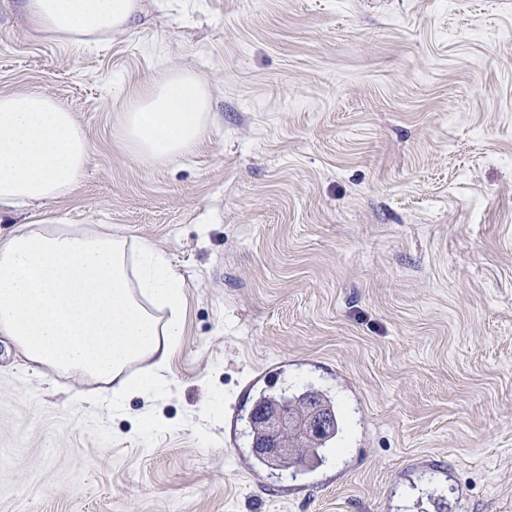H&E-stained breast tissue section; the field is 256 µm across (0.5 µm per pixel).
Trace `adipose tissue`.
<instances>
[{
  "instance_id": "ef3b65f1",
  "label": "adipose tissue",
  "mask_w": 512,
  "mask_h": 512,
  "mask_svg": "<svg viewBox=\"0 0 512 512\" xmlns=\"http://www.w3.org/2000/svg\"><path fill=\"white\" fill-rule=\"evenodd\" d=\"M47 38L90 42L129 27L140 0H23ZM210 119L208 88L177 70L132 92L123 138L145 163L191 151ZM90 158L72 112L38 92L0 94V217L64 199ZM182 278L155 245L81 224L42 220L0 239V334L32 363L102 384L113 405L148 395L181 334ZM143 363L139 377L127 376Z\"/></svg>"
}]
</instances>
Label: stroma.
I'll return each instance as SVG.
<instances>
[{"mask_svg":"<svg viewBox=\"0 0 512 512\" xmlns=\"http://www.w3.org/2000/svg\"><path fill=\"white\" fill-rule=\"evenodd\" d=\"M126 31L37 36L0 0V94L66 106L91 159L12 225L107 224L167 254L182 336L122 406L0 335V512H512V0H141ZM193 72L190 154L124 143L127 91ZM343 420L262 465L261 392ZM284 404L293 412L294 417L298 419H307L313 413H318L322 417V431H315L303 435L302 432H295L289 425L292 421L288 416V409L282 408L276 414L269 418V425L265 420V415L273 414ZM255 413H251V435L252 448H260L258 453L267 458H277L288 456L291 448H294V457L277 458L266 462L271 468L277 470H289L306 466L309 463L312 466L323 462V449L330 448V444L335 441L340 433V420L336 413L334 403L330 398L316 389H306L299 395L288 396L285 393L279 395H261L254 403ZM261 410V411H260ZM260 411L259 415L256 412ZM288 429V433L278 437V440L285 441L286 445H280L277 441L271 448H264L271 437L279 432ZM318 448V449H316Z\"/></svg>","mask_w":512,"mask_h":512,"instance_id":"35a3bbf8","label":"stroma"}]
</instances>
